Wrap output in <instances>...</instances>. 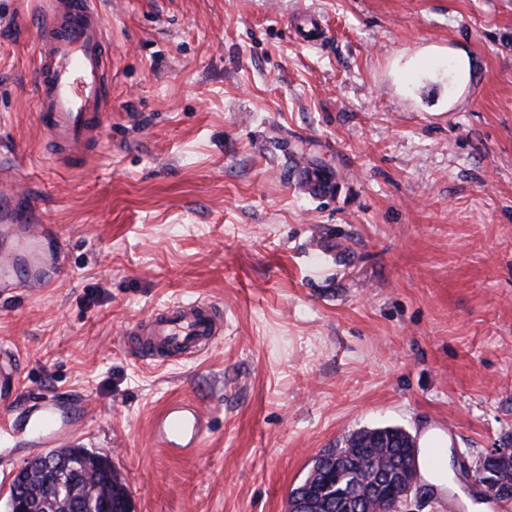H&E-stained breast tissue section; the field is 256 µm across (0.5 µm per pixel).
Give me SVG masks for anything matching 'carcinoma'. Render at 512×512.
<instances>
[{"label":"carcinoma","instance_id":"cac0c4a2","mask_svg":"<svg viewBox=\"0 0 512 512\" xmlns=\"http://www.w3.org/2000/svg\"><path fill=\"white\" fill-rule=\"evenodd\" d=\"M372 430L361 429L343 440L351 452L341 458V477H336V460L319 456L310 471L313 480L300 498L306 512H367L366 504L353 505L347 497V474L357 484L371 483L384 461L401 459L409 433L393 444L371 448ZM13 483L38 498L37 512H129L131 501L125 483L109 460L84 448H53L44 456L24 463Z\"/></svg>","mask_w":512,"mask_h":512}]
</instances>
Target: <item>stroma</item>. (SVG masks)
I'll list each match as a JSON object with an SVG mask.
<instances>
[{
    "mask_svg": "<svg viewBox=\"0 0 512 512\" xmlns=\"http://www.w3.org/2000/svg\"><path fill=\"white\" fill-rule=\"evenodd\" d=\"M112 103L93 154L48 153L40 0H0V168L69 244L54 288L0 299L21 391L74 390L75 447L133 512H288L355 430L433 429L472 460L512 439V0H97ZM331 193L288 174L299 150ZM224 309L201 356L123 333L173 301ZM211 410L159 448L167 402ZM463 482L401 512H477ZM207 408L198 402H174L166 406L154 423V438L164 448L194 452L210 429Z\"/></svg>",
    "mask_w": 512,
    "mask_h": 512,
    "instance_id": "1",
    "label": "stroma"
}]
</instances>
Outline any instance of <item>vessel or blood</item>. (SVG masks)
<instances>
[{"instance_id": "b4317fda", "label": "vessel or blood", "mask_w": 512, "mask_h": 512, "mask_svg": "<svg viewBox=\"0 0 512 512\" xmlns=\"http://www.w3.org/2000/svg\"><path fill=\"white\" fill-rule=\"evenodd\" d=\"M34 86L47 142L56 155L75 159L95 143L100 118L111 105L106 23L96 0H46ZM19 194L0 192V234L12 245L0 249V295L50 287L64 268L67 244L56 225L21 219ZM223 312L210 301L179 302L135 325L128 349L155 363L209 351L223 336ZM207 408L174 402L154 423V438L176 452H194L210 429ZM86 426V400L64 391L25 396L0 412V446L18 442L62 448Z\"/></svg>"}]
</instances>
